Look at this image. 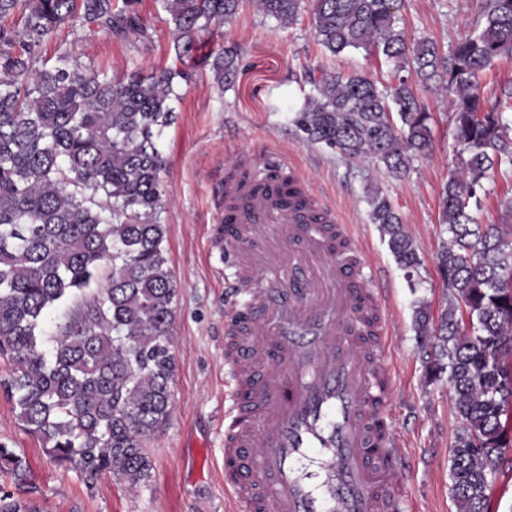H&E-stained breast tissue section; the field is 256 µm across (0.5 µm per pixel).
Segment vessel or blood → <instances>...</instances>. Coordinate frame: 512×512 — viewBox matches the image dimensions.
I'll return each instance as SVG.
<instances>
[{"label":"vessel or blood","mask_w":512,"mask_h":512,"mask_svg":"<svg viewBox=\"0 0 512 512\" xmlns=\"http://www.w3.org/2000/svg\"><path fill=\"white\" fill-rule=\"evenodd\" d=\"M224 182L230 282L224 317L225 512H397L407 453L395 396L388 296L337 245L336 212L296 168L241 156Z\"/></svg>","instance_id":"b4317fda"}]
</instances>
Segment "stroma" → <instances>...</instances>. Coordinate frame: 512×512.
Returning <instances> with one entry per match:
<instances>
[{"instance_id":"1","label":"stroma","mask_w":512,"mask_h":512,"mask_svg":"<svg viewBox=\"0 0 512 512\" xmlns=\"http://www.w3.org/2000/svg\"><path fill=\"white\" fill-rule=\"evenodd\" d=\"M130 4L145 35L108 34L95 27L62 25L41 47L55 63L61 52L112 78L167 67L184 71L174 120L161 139L167 195L160 215L163 246L177 286L173 304L171 384L173 410L146 443L150 480L128 489L109 473L87 479L60 469L21 426L10 398L0 390V441L23 453L30 466L31 498L41 512H224V277L231 256L216 230L224 218V165L235 156L261 163L283 161L300 169L324 200L350 225L357 245L390 292L396 322L390 353L396 398L387 411L410 452L406 512H457L451 497L450 449L460 426L447 380L429 382L418 347L414 311L426 304L433 320L448 308L438 258L450 241L441 222V193L458 170L448 99L434 86H418L431 113L432 145L407 173H389L369 158L345 159L322 143L306 140L294 123L310 78L320 69L364 73L387 82L394 62L361 50L331 55L317 41L310 8L292 24L263 15L245 0L239 13L213 34L201 35L190 58H178L173 25L162 0H115ZM397 23L411 39L432 38L448 49L472 30L471 0H402ZM232 47L237 71L217 88L216 54ZM379 192L400 215L420 263L401 267L379 225L370 218L369 196ZM473 212L512 240V165L483 182Z\"/></svg>"}]
</instances>
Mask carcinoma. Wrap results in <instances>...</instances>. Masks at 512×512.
<instances>
[{
	"label": "carcinoma",
	"instance_id": "carcinoma-1",
	"mask_svg": "<svg viewBox=\"0 0 512 512\" xmlns=\"http://www.w3.org/2000/svg\"><path fill=\"white\" fill-rule=\"evenodd\" d=\"M240 0H164L180 56L200 33L221 28ZM302 0H257L259 10L293 23ZM316 38L330 53H380L396 63L383 89L366 74H323L296 109L312 142L341 155L369 157L401 173L431 144L430 112L409 77L437 81L448 94L459 146V175L442 193L451 234L439 257L448 312L429 327L415 310L421 344L433 349L427 375H447L462 421L451 449L450 491L458 512H484L490 479L509 444L501 417L512 404V245L470 211L482 180L501 163L512 87L486 109L480 75L512 54V0H479L477 28L445 56L429 37L396 27L394 0H311ZM20 17L18 27L5 21ZM79 22L143 34L146 25L114 0H0V354L13 364L0 387L19 421L57 466L88 478L108 472L134 489L151 477L146 440L173 408L170 384L176 285L160 213L167 194L158 140L174 114L176 79L156 69L113 80L62 52L39 65V49L59 26ZM234 55L212 70L224 87ZM397 114L400 125L393 123ZM373 223L397 262L419 258L390 201L370 195ZM98 287L91 288L92 283ZM65 312L46 335L42 323ZM467 311L472 330H461ZM24 456L0 441V475L28 481ZM0 512H39L0 490Z\"/></svg>",
	"mask_w": 512,
	"mask_h": 512
}]
</instances>
